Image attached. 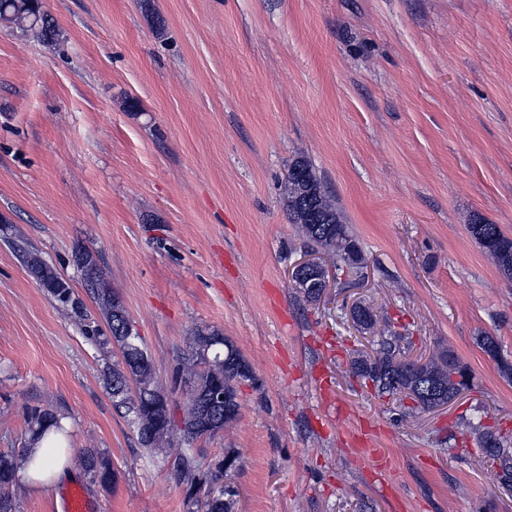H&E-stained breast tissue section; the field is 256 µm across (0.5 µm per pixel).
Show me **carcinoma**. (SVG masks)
Listing matches in <instances>:
<instances>
[{"label": "carcinoma", "mask_w": 512, "mask_h": 512, "mask_svg": "<svg viewBox=\"0 0 512 512\" xmlns=\"http://www.w3.org/2000/svg\"><path fill=\"white\" fill-rule=\"evenodd\" d=\"M0 20L22 34H31L43 41H52L58 35L49 14L40 17L32 13L28 0H0ZM291 223L297 225L301 248L330 255L344 263L353 273L361 274L367 267L365 255L357 239L350 234L336 203L325 193L312 165L305 159H296L288 170L284 184ZM468 231L494 259L503 276L512 280V240L505 237L499 225L479 222L468 225ZM29 274L45 289L49 298L64 310L75 315L82 313L84 303L76 297L74 289L61 287L62 275L53 266L37 258L27 265ZM82 285L87 296L95 301L106 322V329L92 330L91 339L100 348L114 342L117 331L112 325L114 311L123 309L115 292L108 284L99 261L91 259L80 268ZM358 327L365 334L376 336L373 353H356L350 360L352 374L365 384H371L378 397L394 401L410 399L411 411L426 410L448 402L458 392L460 378L469 373L459 358L449 350H441L422 360L405 356L406 337L395 329V322L386 314L379 315L367 305L361 306ZM219 333L208 327H198L189 339L188 350L178 358L175 384L185 395V414L182 426L175 428L169 410L153 411L141 398L132 394L131 384L125 381L124 371L116 363L107 376L112 401L122 417L132 427L139 444L147 451L172 445L173 432L182 433L187 447L180 450L173 462L179 481L186 484L189 512H233V502L220 489L224 473L236 468L237 456L218 457L210 462L207 471L201 470L198 454L191 448L194 441L207 437L198 428L197 401L194 387L224 393V403L213 409L220 422L219 428L232 425L239 414L237 385L242 381H255L248 362L234 345L224 350L211 349V361L204 360L201 349ZM477 344L484 352L494 353L500 371L512 380V363L504 359L501 346L493 336H480ZM59 427V416L51 409L36 407L27 416L28 442L11 453L0 452V512H16L13 487L21 463L25 461L30 443ZM467 428L481 448L483 457L495 464V479L499 484L512 487V441L498 430L481 423L467 421ZM80 466L92 485L109 489L117 474L105 453L96 448L79 452Z\"/></svg>", "instance_id": "1"}]
</instances>
